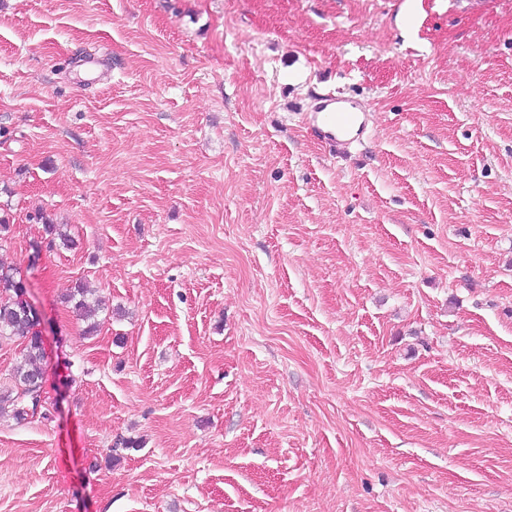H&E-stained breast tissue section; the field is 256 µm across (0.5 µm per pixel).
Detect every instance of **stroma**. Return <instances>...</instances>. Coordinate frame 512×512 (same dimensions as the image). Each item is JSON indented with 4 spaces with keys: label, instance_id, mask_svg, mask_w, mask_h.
Listing matches in <instances>:
<instances>
[{
    "label": "stroma",
    "instance_id": "stroma-1",
    "mask_svg": "<svg viewBox=\"0 0 512 512\" xmlns=\"http://www.w3.org/2000/svg\"><path fill=\"white\" fill-rule=\"evenodd\" d=\"M0 217V512H512V0H0ZM314 104L300 115L308 128L330 145L349 147L359 141L368 125L367 107L341 93H315ZM25 285L17 272L10 268L0 269V337L17 336L24 339L22 361L14 369V378L21 392L13 396L12 391L0 392V404L9 402L17 420H25L29 411L32 414L41 406L43 379L42 364L44 349L42 337L36 330L40 317L32 306L23 299ZM28 399L27 404H24ZM31 404V408L29 406ZM88 295V290L79 284L69 296L68 302L72 303V311L77 319L86 323L84 333L92 335L97 331V324L94 321V317L99 309V300H93Z\"/></svg>",
    "mask_w": 512,
    "mask_h": 512
}]
</instances>
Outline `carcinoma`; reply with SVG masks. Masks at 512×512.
Here are the masks:
<instances>
[{"label": "carcinoma", "instance_id": "obj_1", "mask_svg": "<svg viewBox=\"0 0 512 512\" xmlns=\"http://www.w3.org/2000/svg\"><path fill=\"white\" fill-rule=\"evenodd\" d=\"M25 285L17 278V272L10 268L0 269V337L17 336L24 339L22 361L14 369V378L21 392H0V404L9 402L13 406L16 419L24 420L29 412L37 411L41 406V387L43 379L42 364L44 349L42 337L37 331L40 317L32 306L23 299ZM73 313L77 319L86 323L84 333L96 332L94 317L99 309V300L88 296V290L79 285L69 296Z\"/></svg>", "mask_w": 512, "mask_h": 512}]
</instances>
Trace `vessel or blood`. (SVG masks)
I'll use <instances>...</instances> for the list:
<instances>
[{
	"instance_id": "1",
	"label": "vessel or blood",
	"mask_w": 512,
	"mask_h": 512,
	"mask_svg": "<svg viewBox=\"0 0 512 512\" xmlns=\"http://www.w3.org/2000/svg\"><path fill=\"white\" fill-rule=\"evenodd\" d=\"M302 120L321 140L348 147L359 141L368 125V109L358 100L340 93H317Z\"/></svg>"
}]
</instances>
